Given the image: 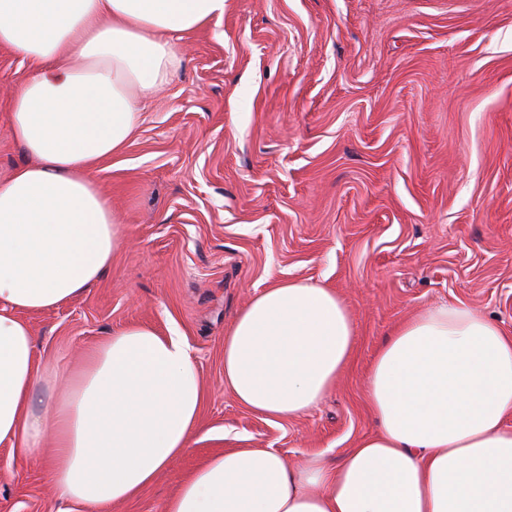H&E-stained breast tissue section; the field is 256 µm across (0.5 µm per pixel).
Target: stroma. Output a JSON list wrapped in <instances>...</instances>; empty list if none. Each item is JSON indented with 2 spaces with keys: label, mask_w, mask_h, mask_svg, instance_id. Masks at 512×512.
Masks as SVG:
<instances>
[{
  "label": "stroma",
  "mask_w": 512,
  "mask_h": 512,
  "mask_svg": "<svg viewBox=\"0 0 512 512\" xmlns=\"http://www.w3.org/2000/svg\"><path fill=\"white\" fill-rule=\"evenodd\" d=\"M139 100L99 186L128 245L88 292L26 314L40 360L68 369L112 330L189 343L203 381L189 452L112 512H164L210 454L273 448L338 461L375 429L364 377L417 310L463 303L512 334V0H225ZM29 61L0 49V178ZM336 291L351 362L308 415L271 421L224 389V332L283 281ZM0 512H85L46 462L0 445Z\"/></svg>",
  "instance_id": "1"
}]
</instances>
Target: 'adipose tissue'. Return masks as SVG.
<instances>
[{"mask_svg": "<svg viewBox=\"0 0 512 512\" xmlns=\"http://www.w3.org/2000/svg\"><path fill=\"white\" fill-rule=\"evenodd\" d=\"M224 2L0 0V49L36 67L11 103L29 161L0 180V445L42 453L59 497L86 512L135 497L190 449L203 382L185 337L147 325L113 331L61 373L38 360L24 316L111 268L124 238L100 165L126 146L183 36ZM355 342L334 290L277 283L225 332L224 388L269 419L304 416ZM365 387L378 431L338 463L235 448L181 480L164 512H512V336L497 323L461 303L425 307L378 348Z\"/></svg>", "mask_w": 512, "mask_h": 512, "instance_id": "adipose-tissue-1", "label": "adipose tissue"}]
</instances>
